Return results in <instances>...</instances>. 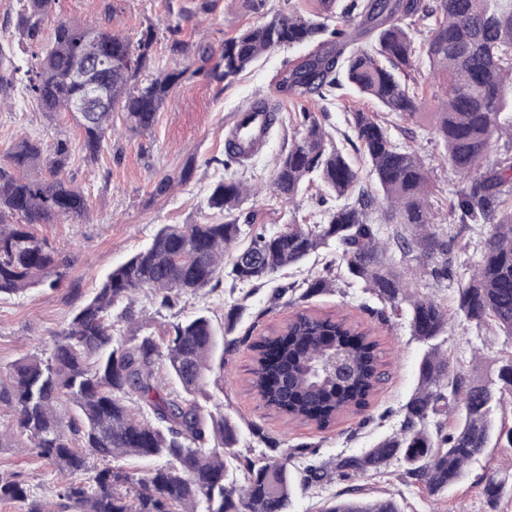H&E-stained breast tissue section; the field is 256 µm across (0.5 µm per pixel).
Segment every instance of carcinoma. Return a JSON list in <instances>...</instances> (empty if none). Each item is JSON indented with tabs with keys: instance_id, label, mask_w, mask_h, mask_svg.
<instances>
[{
	"instance_id": "obj_1",
	"label": "carcinoma",
	"mask_w": 512,
	"mask_h": 512,
	"mask_svg": "<svg viewBox=\"0 0 512 512\" xmlns=\"http://www.w3.org/2000/svg\"><path fill=\"white\" fill-rule=\"evenodd\" d=\"M337 0H316L317 10L292 11L248 27L224 41L213 67L193 71L210 81H233L264 54L316 44L304 60L277 82L285 97L345 86L370 98L404 121L417 116L423 101L407 83L408 72L427 59L444 79L434 96L431 135L460 177L452 210L462 228L479 231L482 248L472 274L457 291L462 321L491 327L512 342V164L487 163L491 144L512 143V114L506 112L512 86V0H349L340 12L343 27L329 28L323 12ZM57 0H16V20L29 43L41 41ZM419 16L432 20L428 38L411 36ZM362 26L372 48L350 47L346 27ZM96 52L112 66L96 74L112 108L76 122L88 160L98 158L121 112L128 130L152 129L185 69L155 66L158 35L175 55L185 54L180 23L164 32L152 25L133 42L107 25ZM90 27L60 22L49 46L25 70L27 88L45 112H72L82 88L69 79L75 55ZM22 67L0 49V101L14 89ZM349 143H359L373 185L364 184L349 155L328 139L322 126L303 115L300 138L277 160L271 188L292 201L317 182L336 206L313 224L261 229L234 256L228 277L252 285L285 268H296L320 249L336 253V275L304 279L288 291L297 301L333 291L339 280L364 285L393 312H405L413 340L422 347L418 382L395 433L361 455L336 461V477L381 473L398 462L414 484L437 496L457 485L465 469L490 444L512 448V427L503 412L512 401V353L499 359L496 376L465 375L449 369L444 346L451 331L448 309L420 293L417 277L397 269L415 260L436 282L448 279L452 257L447 240L434 229L428 197L430 180L420 155L398 144L374 112L346 119ZM68 139L59 138L49 157L41 143L19 140L0 166V298L37 285L55 287L61 252L39 236L36 226L79 221L87 213L83 189L65 176ZM249 188L229 174L211 189L207 204L231 212ZM384 223H376L380 205ZM411 229L407 235L398 226ZM244 234L237 220L220 224H164L152 241L117 265L97 291L69 318L49 355H27L0 371V406L11 421L0 426V447L17 434L26 437L56 475L57 501L29 494L15 476L0 475V500L21 512H290L296 487L320 481L325 465L309 462L293 470L290 455L250 456L238 449L241 429L220 407L211 410L207 386L214 369H224L219 345L229 338L243 307L224 312V327L199 312L166 325L157 336L135 319L133 306L144 296L164 310L184 297L216 290L223 281L224 252ZM350 347L357 376L340 385L316 373L333 346ZM251 385L265 406L292 419L328 428L336 418L366 407L382 364L368 330L347 321L296 313L277 334L253 344ZM456 414L447 426L448 410ZM80 439L83 448L73 447ZM102 461L158 459L145 470L89 466ZM508 492L507 479L491 478L483 494L491 505ZM319 512H403L393 499L370 500L345 490L326 499Z\"/></svg>"
}]
</instances>
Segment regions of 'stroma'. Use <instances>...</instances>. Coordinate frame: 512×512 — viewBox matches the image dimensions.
<instances>
[{"label": "stroma", "mask_w": 512, "mask_h": 512, "mask_svg": "<svg viewBox=\"0 0 512 512\" xmlns=\"http://www.w3.org/2000/svg\"><path fill=\"white\" fill-rule=\"evenodd\" d=\"M113 2V30L138 39L148 25L164 26L179 20L181 40L192 49L186 61L191 75L185 76L166 100L151 131L131 136L123 130V119L114 116L119 135L113 136L97 160H86L82 136L65 112H43L37 99L24 87H17L7 104L0 106V164L19 139L40 140L52 151L57 138L67 137L70 160L67 177L87 195L88 212L82 221L43 224L39 235L52 246L63 249L66 265L56 288L42 285L23 294L0 299V369H8L19 358L50 352L57 335L71 314L89 299L105 273L151 240L164 224H215L224 217L207 205L212 186L226 173L250 185L272 179L275 160L287 150L300 128L301 113H310L335 143H343L348 131V112L374 111L369 100L349 89L289 99L276 90L279 72L309 53L308 47L278 49L261 57L232 83L209 81L193 73L201 64L200 51L218 58L224 41L238 31L270 20L274 15L313 9V0H59L56 21L89 25L103 19L106 2ZM260 101L276 111V121L262 148L252 157L224 168L228 152L227 126L248 104ZM431 113L411 121L385 116L394 140L415 149L430 177V202L438 215V230L452 236L453 266L448 281L429 284L426 293L448 309L456 307V291L465 283L480 257V239L461 230L449 206L458 188V178L441 158L442 148L431 141ZM193 162L190 179L164 194L156 186L167 176H177ZM335 204L319 185H310L293 202L270 192L247 197L234 211L239 223L274 230L291 221L309 223ZM335 254L320 251L301 267L280 271L242 290L233 289L230 279L206 295L186 300L183 315L206 310L221 321L225 306L240 304L244 315L233 332L238 344L225 354L224 375L212 386L213 402L237 419L242 430L241 450L255 456L265 454L264 438L281 441L292 452V465L303 469L305 458L299 448L308 446L315 461L334 463L337 459L363 453L396 431L403 407L413 393L421 355L412 339L405 317L381 318L382 304L358 284H341L331 293L305 301V308L322 314H341L369 328L384 352L386 377L370 405L362 413L349 414L328 429L312 423H289L267 411L258 394L247 383L252 364L251 341L281 329L296 312L289 298L275 299L276 289L302 279L324 274ZM452 371L479 370L493 375L497 360L512 344L489 329L453 326L447 343ZM12 474L44 499L54 497L55 475L31 448L26 438L0 448V474ZM512 475V448H488L485 455L467 468L464 480L438 497L429 496L391 466L382 473L356 476L350 482L331 479L297 488L291 512H317L322 501L346 488H361L368 497H392L404 512H512V496L488 506L483 487L489 478Z\"/></svg>", "instance_id": "35a3bbf8"}]
</instances>
